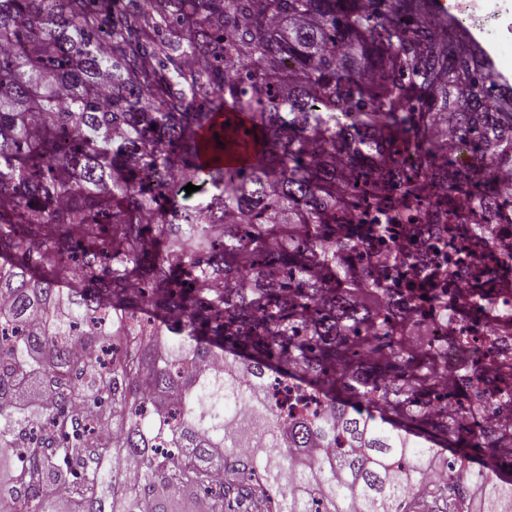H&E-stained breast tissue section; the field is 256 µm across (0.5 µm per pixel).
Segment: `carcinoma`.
<instances>
[{
	"mask_svg": "<svg viewBox=\"0 0 512 512\" xmlns=\"http://www.w3.org/2000/svg\"><path fill=\"white\" fill-rule=\"evenodd\" d=\"M265 3L0 0V456L28 458L0 512H404L436 440L461 464L512 438L456 415L512 412V318L480 351L441 316L409 356L362 245L365 221L458 212L512 263L490 228L512 224V86L431 0ZM69 260L81 288L56 287ZM274 380L319 408L283 417ZM495 470L448 471L443 512H512Z\"/></svg>",
	"mask_w": 512,
	"mask_h": 512,
	"instance_id": "1",
	"label": "carcinoma"
}]
</instances>
